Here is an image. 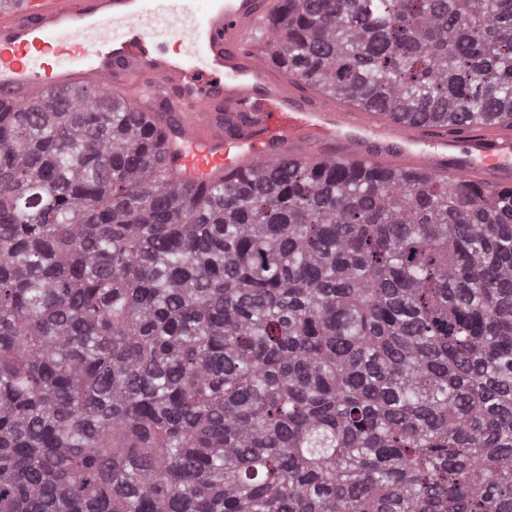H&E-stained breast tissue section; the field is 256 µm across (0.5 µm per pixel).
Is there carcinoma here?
<instances>
[{
  "label": "carcinoma",
  "mask_w": 512,
  "mask_h": 512,
  "mask_svg": "<svg viewBox=\"0 0 512 512\" xmlns=\"http://www.w3.org/2000/svg\"><path fill=\"white\" fill-rule=\"evenodd\" d=\"M371 112L512 120V0H281ZM0 512H512V189L177 181L105 92L0 109Z\"/></svg>",
  "instance_id": "obj_1"
}]
</instances>
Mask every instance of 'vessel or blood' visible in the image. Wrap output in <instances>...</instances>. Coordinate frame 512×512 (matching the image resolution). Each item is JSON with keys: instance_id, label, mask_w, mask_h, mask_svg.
<instances>
[{"instance_id": "b4317fda", "label": "vessel or blood", "mask_w": 512, "mask_h": 512, "mask_svg": "<svg viewBox=\"0 0 512 512\" xmlns=\"http://www.w3.org/2000/svg\"><path fill=\"white\" fill-rule=\"evenodd\" d=\"M280 0H0V108L105 89L167 115L163 146L192 187L283 158L512 186V120L418 124L366 111L285 75L256 32Z\"/></svg>"}]
</instances>
